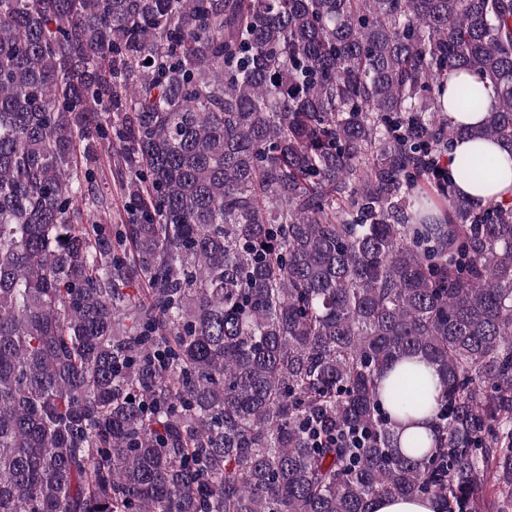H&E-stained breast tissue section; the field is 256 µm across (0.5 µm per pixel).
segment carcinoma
Masks as SVG:
<instances>
[{
    "label": "carcinoma",
    "mask_w": 512,
    "mask_h": 512,
    "mask_svg": "<svg viewBox=\"0 0 512 512\" xmlns=\"http://www.w3.org/2000/svg\"><path fill=\"white\" fill-rule=\"evenodd\" d=\"M464 139L512 150V0H0V512H512ZM95 172V181L93 182L96 192L110 199V215L112 217V224L120 223L119 213L124 214L123 203L121 197L114 190L112 172L108 166V159L103 154L99 161L97 160L91 166ZM435 505L427 500L404 498H379L373 512H435Z\"/></svg>",
    "instance_id": "obj_1"
}]
</instances>
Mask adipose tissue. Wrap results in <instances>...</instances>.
Wrapping results in <instances>:
<instances>
[{"label":"adipose tissue","mask_w":512,"mask_h":512,"mask_svg":"<svg viewBox=\"0 0 512 512\" xmlns=\"http://www.w3.org/2000/svg\"><path fill=\"white\" fill-rule=\"evenodd\" d=\"M474 152H483L496 159L498 175L495 180L482 184L459 176L457 170L458 157ZM455 154V160L448 163V175L455 185L457 194L475 206H483L491 201L512 199V152L505 150L496 141L476 140L459 142Z\"/></svg>","instance_id":"ef3b65f1"}]
</instances>
